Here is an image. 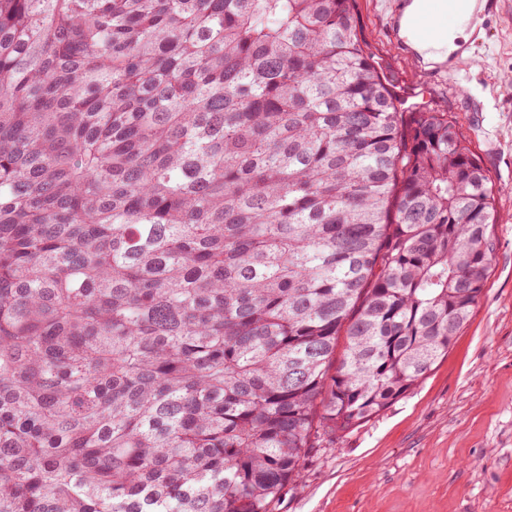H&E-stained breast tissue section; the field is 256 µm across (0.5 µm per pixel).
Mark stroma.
<instances>
[{"label": "stroma", "instance_id": "35a3bbf8", "mask_svg": "<svg viewBox=\"0 0 512 512\" xmlns=\"http://www.w3.org/2000/svg\"><path fill=\"white\" fill-rule=\"evenodd\" d=\"M356 0L357 29L402 97L448 116L492 183L496 258L447 354L404 397L322 444L276 512H512V0L478 21L457 64L420 69L386 19Z\"/></svg>", "mask_w": 512, "mask_h": 512}]
</instances>
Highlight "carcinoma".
<instances>
[{"label":"carcinoma","instance_id":"carcinoma-1","mask_svg":"<svg viewBox=\"0 0 512 512\" xmlns=\"http://www.w3.org/2000/svg\"><path fill=\"white\" fill-rule=\"evenodd\" d=\"M496 221L354 0H0V512H275L448 353Z\"/></svg>","mask_w":512,"mask_h":512}]
</instances>
